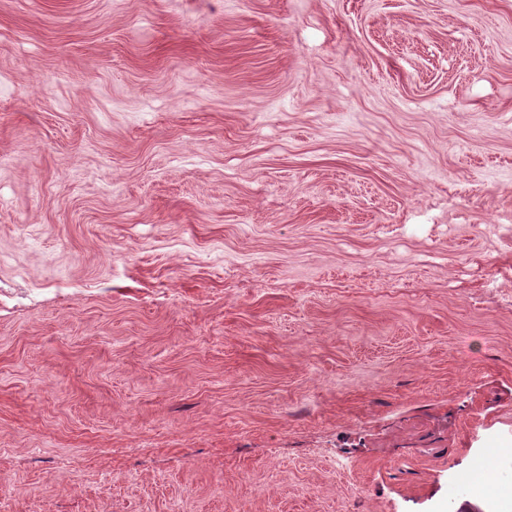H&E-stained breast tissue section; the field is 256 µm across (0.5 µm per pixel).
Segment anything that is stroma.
I'll return each mask as SVG.
<instances>
[{"instance_id": "stroma-1", "label": "stroma", "mask_w": 512, "mask_h": 512, "mask_svg": "<svg viewBox=\"0 0 512 512\" xmlns=\"http://www.w3.org/2000/svg\"><path fill=\"white\" fill-rule=\"evenodd\" d=\"M512 0H0V512H491ZM511 451L512 448L485 449L474 461L471 473L460 483L459 489L472 496L490 497L496 501L499 508L507 507L512 500V480L501 478L496 484H488L481 479L480 474L496 459ZM458 490L457 486L451 487L448 491L449 497L455 496Z\"/></svg>"}]
</instances>
